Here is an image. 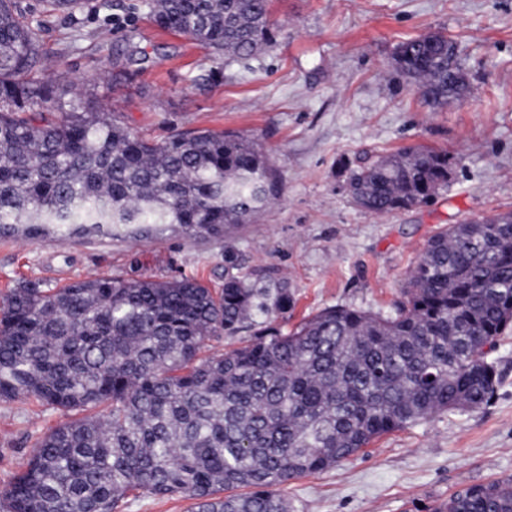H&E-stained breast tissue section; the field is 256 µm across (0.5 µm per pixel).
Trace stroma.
<instances>
[{
    "label": "stroma",
    "mask_w": 512,
    "mask_h": 512,
    "mask_svg": "<svg viewBox=\"0 0 512 512\" xmlns=\"http://www.w3.org/2000/svg\"><path fill=\"white\" fill-rule=\"evenodd\" d=\"M139 3L41 14L48 73L92 78L87 94L159 139L189 129L255 137L282 198L228 237L171 228L151 238H0V297L34 278L56 288L188 277L218 288L231 245L258 283H288L292 322L332 305L386 315L444 226L512 212V0H271L274 43L227 60L203 89L194 80L211 67L206 50L157 28ZM431 32L457 44L469 82L466 98L443 108L393 68L401 42ZM136 51L144 61L131 60ZM112 64L125 72L120 83L99 77ZM408 145L447 151V189L387 217L357 207L349 170ZM494 359L501 381L486 405L383 435L336 468L289 481L293 512H432L460 489L512 476V329ZM67 419L32 399L0 400V487Z\"/></svg>",
    "instance_id": "stroma-1"
}]
</instances>
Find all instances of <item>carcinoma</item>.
Listing matches in <instances>:
<instances>
[{
	"mask_svg": "<svg viewBox=\"0 0 512 512\" xmlns=\"http://www.w3.org/2000/svg\"><path fill=\"white\" fill-rule=\"evenodd\" d=\"M270 0H142L160 29L202 45L214 67L274 40ZM73 14L94 0H43ZM40 24L0 0V235L220 236L280 198L253 137L186 131L155 140L95 99L62 100L43 77ZM395 70L436 106L469 83L448 37L401 43ZM448 152L417 146L351 171L362 210L385 217L448 186ZM224 286L100 276L46 288L23 280L0 303V400L78 413L45 434L0 490V512H122L178 495L190 512H290L279 488L375 439L487 404L491 354L512 327V222L442 228L388 315L334 305L288 327V285L259 288L232 247ZM253 338L198 358L205 340ZM463 512H512V476L457 494Z\"/></svg>",
	"mask_w": 512,
	"mask_h": 512,
	"instance_id": "cac0c4a2",
	"label": "carcinoma"
}]
</instances>
